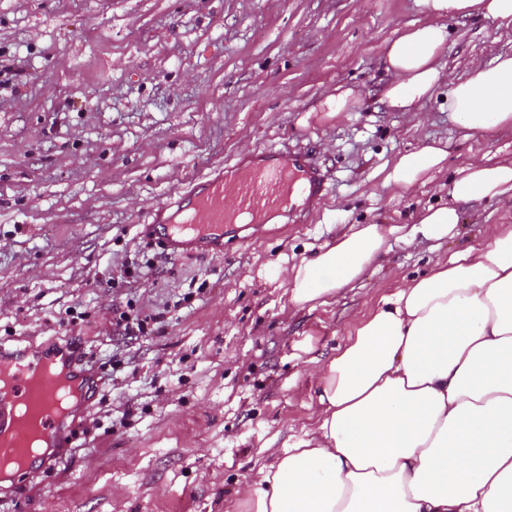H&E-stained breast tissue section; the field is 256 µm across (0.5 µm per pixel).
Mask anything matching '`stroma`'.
Wrapping results in <instances>:
<instances>
[{
	"mask_svg": "<svg viewBox=\"0 0 512 512\" xmlns=\"http://www.w3.org/2000/svg\"><path fill=\"white\" fill-rule=\"evenodd\" d=\"M429 20L416 0H0V345L76 352L96 383L73 447L0 480V512H238L270 450L315 427L310 359L432 255L512 227L511 193L470 204L438 249L391 241L357 283L299 308L276 276L350 225L411 223L473 160L512 159V127L463 131L447 87L512 54L511 27L448 18L444 84L415 115L381 104L387 42ZM340 85L356 103L325 118ZM426 138L446 143L444 169L385 186ZM269 149L327 176L305 223L225 225L219 255L147 234L175 194ZM120 311L146 332L119 335Z\"/></svg>",
	"mask_w": 512,
	"mask_h": 512,
	"instance_id": "1",
	"label": "stroma"
}]
</instances>
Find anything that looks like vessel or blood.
<instances>
[{"label": "vessel or blood", "instance_id": "1", "mask_svg": "<svg viewBox=\"0 0 512 512\" xmlns=\"http://www.w3.org/2000/svg\"><path fill=\"white\" fill-rule=\"evenodd\" d=\"M325 190L319 167L297 154H278L259 165L231 166L216 176L199 182L176 199L178 210L187 221L183 224L164 220L154 226L166 238L172 255H182L189 248L209 253L221 248L224 227L236 223L241 214H250L261 222L266 212L287 203L289 216L312 210ZM70 375L82 394H89L91 380L77 369L70 356L51 359L50 355L29 350L0 349V377L7 386L0 387V459L18 457L23 474L36 476L51 466V457L29 453V435L16 420V407L26 404L40 416V427L51 447H61L65 439V416L46 415L42 409L56 394L59 374Z\"/></svg>", "mask_w": 512, "mask_h": 512}]
</instances>
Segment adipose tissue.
I'll return each mask as SVG.
<instances>
[{
	"label": "adipose tissue",
	"instance_id": "adipose-tissue-1",
	"mask_svg": "<svg viewBox=\"0 0 512 512\" xmlns=\"http://www.w3.org/2000/svg\"><path fill=\"white\" fill-rule=\"evenodd\" d=\"M430 23L391 40L381 101L410 112L443 78L446 17L512 25V0H421ZM462 129L512 126V55L472 62L448 91ZM443 144L400 154L384 182L411 187L441 171ZM512 193V160L474 162L414 224H356L286 274L296 306L333 296L389 250V239L454 237L461 204ZM434 258L372 308L318 368L310 436L271 452L239 489L243 512H512V229Z\"/></svg>",
	"mask_w": 512,
	"mask_h": 512
}]
</instances>
